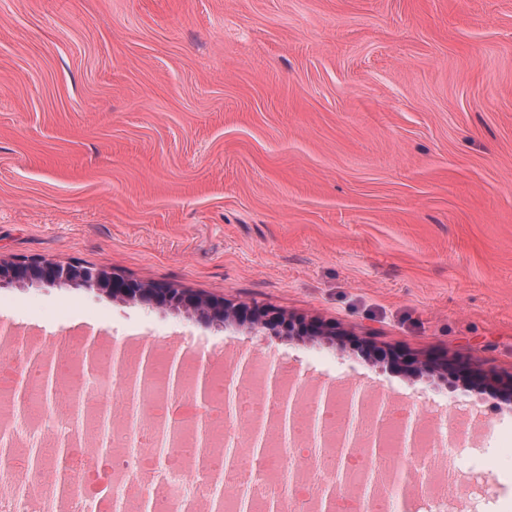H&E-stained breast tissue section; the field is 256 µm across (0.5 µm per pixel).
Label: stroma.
<instances>
[{
	"label": "stroma",
	"instance_id": "obj_1",
	"mask_svg": "<svg viewBox=\"0 0 512 512\" xmlns=\"http://www.w3.org/2000/svg\"><path fill=\"white\" fill-rule=\"evenodd\" d=\"M0 258L81 263L334 324L256 336L73 286H0L53 351L102 333L386 395L458 512L512 500V0H0ZM397 349L481 384L387 367Z\"/></svg>",
	"mask_w": 512,
	"mask_h": 512
}]
</instances>
